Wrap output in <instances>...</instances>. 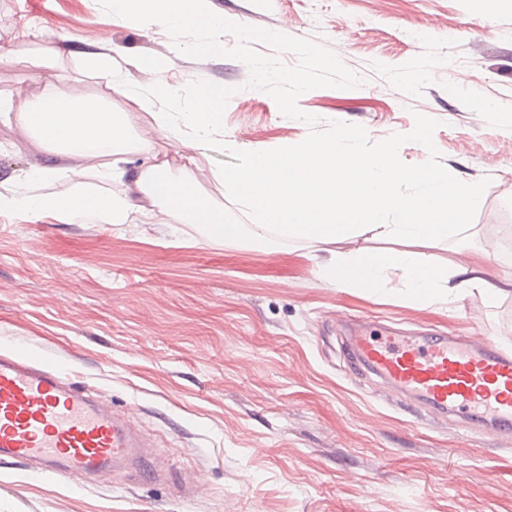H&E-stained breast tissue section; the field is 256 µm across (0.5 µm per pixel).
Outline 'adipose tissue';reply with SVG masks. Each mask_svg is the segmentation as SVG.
I'll return each instance as SVG.
<instances>
[{
  "instance_id": "adipose-tissue-1",
  "label": "adipose tissue",
  "mask_w": 512,
  "mask_h": 512,
  "mask_svg": "<svg viewBox=\"0 0 512 512\" xmlns=\"http://www.w3.org/2000/svg\"><path fill=\"white\" fill-rule=\"evenodd\" d=\"M199 99L195 112L152 113L153 125L169 141L194 148L207 144L210 135L224 126L223 94L206 89ZM21 124L42 148L96 169L113 188L106 195L83 189L65 197L24 190L0 198V210L49 212L68 223L85 218L113 225L175 221L199 229L207 240L241 242L257 250L279 239L326 244L327 255L312 257L325 284L371 291L396 275L411 298L428 303L452 302L474 289L496 300L501 290L485 278V262L491 259L504 270L512 269V252L491 258L475 250L469 265L452 270L431 263L424 246L446 243L468 230L476 188L467 182L449 184L446 174L432 169L406 175L390 153L367 158L355 152V137L345 132L322 146L301 144L238 170L212 172L213 181L233 187L255 215L254 223L230 224L223 210L200 196L202 171L187 168L173 173L168 160L159 158L153 141L133 132L126 114L103 102L55 84L22 114ZM130 153L143 158L133 172L116 164L118 157ZM408 176L424 184L423 193L398 192V184ZM368 235L405 243L406 248L359 245V238ZM346 239L355 241L356 249L334 250V243ZM452 276L458 279L453 288L448 285Z\"/></svg>"
}]
</instances>
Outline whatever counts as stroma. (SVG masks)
<instances>
[{"label":"stroma","instance_id":"obj_1","mask_svg":"<svg viewBox=\"0 0 512 512\" xmlns=\"http://www.w3.org/2000/svg\"><path fill=\"white\" fill-rule=\"evenodd\" d=\"M229 21L311 40L364 85L298 100L318 128L340 121L377 142L440 120L443 166L476 185L469 244L512 225V0H210ZM54 46L48 70L17 58ZM158 56L171 90L197 80L231 88L222 138L264 151L309 131L244 63L175 51L156 23L108 14L99 0H0V197L106 190L92 173L30 183L45 154L19 137V116L50 83L111 102L178 167L216 168L220 152L168 142L145 106L102 64ZM460 82L456 93L448 85ZM309 242L265 251L204 238L182 224H67L0 211V351L33 350L130 415L165 454L158 480L132 471L73 480L0 463V512H512V442L432 426L350 369L340 320L429 335L461 331L512 352V291L449 304L414 301L399 281L374 292L320 281Z\"/></svg>","mask_w":512,"mask_h":512}]
</instances>
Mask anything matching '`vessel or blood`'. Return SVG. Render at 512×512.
Instances as JSON below:
<instances>
[{"instance_id":"1","label":"vessel or blood","mask_w":512,"mask_h":512,"mask_svg":"<svg viewBox=\"0 0 512 512\" xmlns=\"http://www.w3.org/2000/svg\"><path fill=\"white\" fill-rule=\"evenodd\" d=\"M348 354L406 405L461 432L512 439V353L462 333L378 336L358 328ZM161 451L131 420L68 382L38 353L0 354V461L36 465L63 478L129 467L160 475Z\"/></svg>"}]
</instances>
